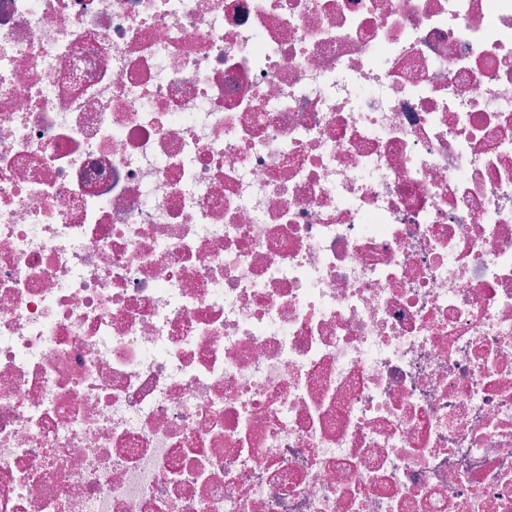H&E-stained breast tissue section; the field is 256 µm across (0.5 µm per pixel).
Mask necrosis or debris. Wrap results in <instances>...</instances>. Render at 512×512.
Listing matches in <instances>:
<instances>
[{"mask_svg":"<svg viewBox=\"0 0 512 512\" xmlns=\"http://www.w3.org/2000/svg\"><path fill=\"white\" fill-rule=\"evenodd\" d=\"M0 512H512V0H0Z\"/></svg>","mask_w":512,"mask_h":512,"instance_id":"necrosis-or-debris-1","label":"necrosis or debris"}]
</instances>
